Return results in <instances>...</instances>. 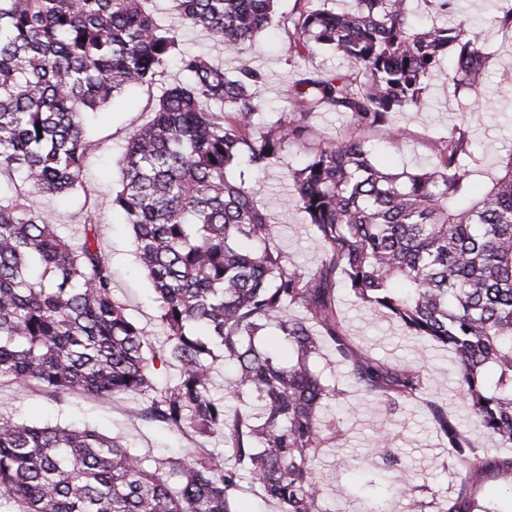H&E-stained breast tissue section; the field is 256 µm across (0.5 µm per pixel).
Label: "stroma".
<instances>
[{
  "mask_svg": "<svg viewBox=\"0 0 512 512\" xmlns=\"http://www.w3.org/2000/svg\"><path fill=\"white\" fill-rule=\"evenodd\" d=\"M461 20L483 24L493 49L482 90L466 98L455 96L448 85L447 71L435 73L427 87L428 109L406 110L395 117L403 131L400 145L390 144L385 128L369 131L372 156L380 167L412 172L434 164L435 140L447 135L466 111L473 114L469 134L472 155L478 163L494 165L500 151L512 149V33H502L493 26L487 0H455L448 21L454 24ZM183 49L206 52L229 70L244 63L260 69L265 75L260 97L267 117L276 118L287 109L286 91L295 78V69L287 63V40L278 28L260 34L241 54L225 50L202 33L187 28L183 31ZM184 77L178 59H171L160 73L156 87L129 90L108 107L85 114L88 165L77 191L57 197L31 190L25 193L29 204L47 213L61 233H70L83 216L97 224L101 248L112 268V293L125 304L129 316L159 350L166 344V334L160 325L158 304L136 263L131 229L120 212L112 208V194L121 185L120 159L130 134L151 120L159 87ZM352 132L345 114L315 113L304 138L290 144L280 162L264 174L261 203L274 219L278 245L289 268L314 270L321 255L303 213L287 192L288 174L327 140L343 139ZM336 294L344 326L357 344L389 363L424 370L430 398L447 406L462 426H469L470 412L457 392L448 351L419 344L398 323L375 315L357 302L344 285H337ZM323 375L336 381L344 391L342 398L331 402L323 415L325 423L335 425L336 436L327 441L311 462L325 490L323 512H368L369 501L359 497L355 488L371 473L388 465L407 466L416 490L410 498L400 497L393 490L379 492L377 501L383 512H433V501L447 495L459 465L424 408L417 403L393 405L384 400L365 399L332 364L324 367ZM141 405L142 399L136 395H119L109 400L82 394L56 395L35 385L0 380V412L21 423L89 426L150 459L180 456L186 449L201 447L223 454L220 438L204 440L191 430L171 431L135 417L134 412ZM381 433L388 435L393 452L387 462L373 451L374 440Z\"/></svg>",
  "mask_w": 512,
  "mask_h": 512,
  "instance_id": "1",
  "label": "stroma"
}]
</instances>
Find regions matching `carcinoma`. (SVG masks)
Listing matches in <instances>:
<instances>
[{
  "instance_id": "carcinoma-1",
  "label": "carcinoma",
  "mask_w": 512,
  "mask_h": 512,
  "mask_svg": "<svg viewBox=\"0 0 512 512\" xmlns=\"http://www.w3.org/2000/svg\"><path fill=\"white\" fill-rule=\"evenodd\" d=\"M147 0H0V172L37 192L77 190L86 161L83 114L124 90L151 87L180 54L189 75L160 90L153 118L133 131L112 206L131 226L168 344L144 332L112 295V273L86 218L65 236L21 195L0 199V379L56 394L145 395L139 415L202 438L220 435L228 465L200 448L142 457L93 428L29 425L0 416V512H236L241 470L278 512H322L310 462L327 441L322 409L343 392L317 371L329 350L369 399L412 400L461 461L437 512H506L475 490L490 472L512 476V452L480 453L430 399L422 373L373 356L348 336L336 303L344 283L370 310L414 338L444 347L476 427L512 447V152L491 176L468 162L471 141L455 127L435 147L430 170L374 165L366 133L425 105L432 75L457 50L456 92L484 83L485 33L446 23L416 28L408 0H174L183 24L241 53L271 23L289 61L331 51L339 72L296 71L288 110L263 123L262 73L230 72L208 55L179 53L182 29L163 27ZM494 25L512 33V0ZM315 112H345L354 127L290 172L292 191L321 252L310 272L291 270L276 225L259 206V175L300 140ZM490 186L476 199L472 184ZM300 313L295 314L292 308ZM291 346L282 363L260 346L269 327ZM178 368L158 389L159 358ZM234 366L226 409L213 392L215 363ZM402 496L405 472L388 477Z\"/></svg>"
}]
</instances>
